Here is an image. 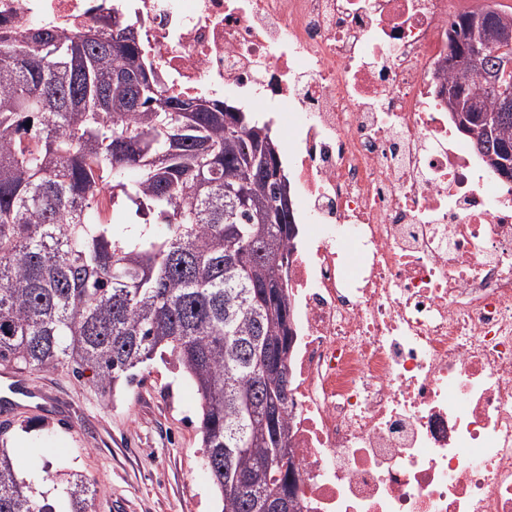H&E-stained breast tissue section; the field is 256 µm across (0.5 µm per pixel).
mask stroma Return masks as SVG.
Here are the masks:
<instances>
[{
    "label": "stroma",
    "mask_w": 512,
    "mask_h": 512,
    "mask_svg": "<svg viewBox=\"0 0 512 512\" xmlns=\"http://www.w3.org/2000/svg\"><path fill=\"white\" fill-rule=\"evenodd\" d=\"M28 376L46 387L47 407L0 436L20 481L50 492L83 475L98 489L93 512H221L195 387L172 357L148 361L109 397L65 368Z\"/></svg>",
    "instance_id": "stroma-1"
}]
</instances>
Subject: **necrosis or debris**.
I'll return each instance as SVG.
<instances>
[{
	"mask_svg": "<svg viewBox=\"0 0 512 512\" xmlns=\"http://www.w3.org/2000/svg\"><path fill=\"white\" fill-rule=\"evenodd\" d=\"M458 0H0L110 15L183 96L287 131L297 512H512V181L441 84Z\"/></svg>",
	"mask_w": 512,
	"mask_h": 512,
	"instance_id": "necrosis-or-debris-1",
	"label": "necrosis or debris"
}]
</instances>
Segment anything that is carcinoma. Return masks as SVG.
<instances>
[{
    "mask_svg": "<svg viewBox=\"0 0 512 512\" xmlns=\"http://www.w3.org/2000/svg\"><path fill=\"white\" fill-rule=\"evenodd\" d=\"M485 50L466 64L468 31ZM113 21L71 32L0 28V366L68 367L109 394L157 352L174 357L199 396L201 447L222 512H255L278 488L296 512L295 472L275 464L288 447L292 401L265 371L281 346L287 271L299 226L281 222L287 187L255 162L283 170L268 124L218 99L201 112H163L182 97L162 85L138 42L117 45ZM448 111L491 167L512 180V111H500L497 39L512 12H466L451 22ZM146 67L154 89L112 80L123 62ZM467 87L458 97V72ZM31 126H26V122ZM112 192L107 216L104 189ZM280 404L275 424L268 409ZM242 474L254 498L226 492ZM66 512H91L97 489L75 474ZM0 512H57L20 481L0 448Z\"/></svg>",
    "mask_w": 512,
    "mask_h": 512,
    "instance_id": "1",
    "label": "carcinoma"
}]
</instances>
